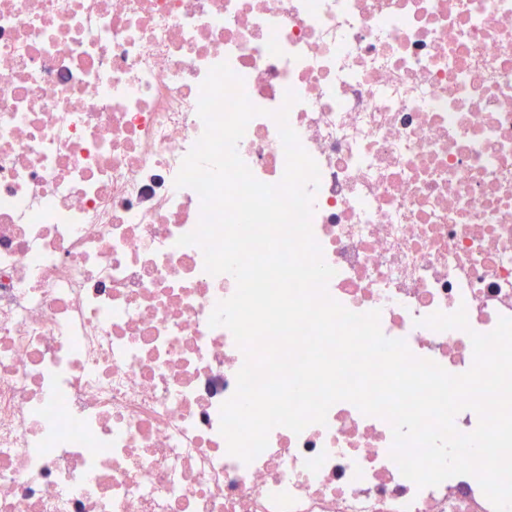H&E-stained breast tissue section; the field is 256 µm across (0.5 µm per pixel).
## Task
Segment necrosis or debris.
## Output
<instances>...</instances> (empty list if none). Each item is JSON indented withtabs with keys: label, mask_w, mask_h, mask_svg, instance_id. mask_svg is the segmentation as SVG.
<instances>
[{
	"label": "necrosis or debris",
	"mask_w": 512,
	"mask_h": 512,
	"mask_svg": "<svg viewBox=\"0 0 512 512\" xmlns=\"http://www.w3.org/2000/svg\"><path fill=\"white\" fill-rule=\"evenodd\" d=\"M223 61L263 183L298 97L334 300L455 375L512 318V0H0V512H494L472 476L417 487L346 401L228 455L236 283L178 245L174 185Z\"/></svg>",
	"instance_id": "obj_1"
}]
</instances>
